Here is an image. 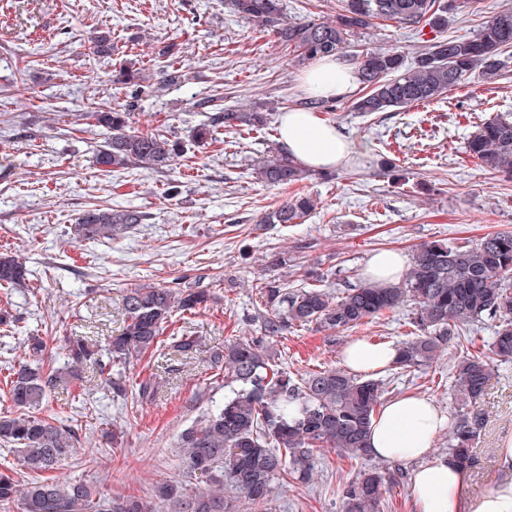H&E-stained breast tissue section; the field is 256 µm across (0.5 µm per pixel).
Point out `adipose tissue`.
<instances>
[{
    "label": "adipose tissue",
    "mask_w": 512,
    "mask_h": 512,
    "mask_svg": "<svg viewBox=\"0 0 512 512\" xmlns=\"http://www.w3.org/2000/svg\"><path fill=\"white\" fill-rule=\"evenodd\" d=\"M353 70L339 61L324 59L303 78L305 91L317 97H340L355 86ZM280 144L303 166L315 170L340 167L352 153L348 139L317 113L291 110L279 120ZM395 346L368 340L350 342L344 363L354 373L371 374L392 365ZM449 417L432 401L407 396L386 404L371 425L369 445L379 459L414 463L412 490L417 512H512V480L490 491L466 495L468 474L448 457L431 455L436 434Z\"/></svg>",
    "instance_id": "adipose-tissue-1"
}]
</instances>
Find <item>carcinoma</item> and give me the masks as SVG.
Instances as JSON below:
<instances>
[{"label": "carcinoma", "mask_w": 512, "mask_h": 512, "mask_svg": "<svg viewBox=\"0 0 512 512\" xmlns=\"http://www.w3.org/2000/svg\"><path fill=\"white\" fill-rule=\"evenodd\" d=\"M231 12L271 32L292 49L304 64L336 56L355 69L362 95L354 108L373 114L401 110L444 98L451 88L476 74L485 81L503 75L512 48V8H504L482 22L471 37H448V15L464 12L472 0H343L336 19L290 21L284 0H225ZM392 21L407 27H429L430 43L406 66L394 51L367 49L349 52L352 38L374 25ZM94 53L112 56L108 32L94 38ZM107 138L97 163L107 172L139 166L162 169L182 156L183 145L159 132L128 129L125 112L104 109L89 113ZM271 113L222 108L190 129L196 143H206L222 128L242 127L257 133L269 130ZM464 153L487 170L512 175V120L493 119L477 125L467 138ZM255 179L288 188L306 180L311 170L281 149L254 168ZM315 209L312 197L295 194L268 211L265 224H298ZM132 209L93 208L72 227L76 239H115L143 223ZM28 269L16 257L0 253V287L23 282ZM313 283L290 289L276 280L260 288L264 308L251 320L262 338L232 342L211 355L224 371L231 395L184 429L177 447L184 455L186 473L203 486L189 493L183 486L163 484L156 497L112 498L82 480L57 476L21 482L12 465H0V505L15 504L17 512H163L164 501L174 512H224V486L245 494L257 505L266 503L275 476L287 474L306 483L313 474L316 452L331 449L340 455L369 461L367 436L379 413L385 383L331 368L290 375L274 368L263 338L284 335L295 327L314 325L328 331L353 330L404 305L412 310V336L400 343L395 366L407 371L433 363L438 352L460 343L464 332L484 322L497 321L488 348L469 349L460 357L455 385L460 407L448 429V456L462 469L476 465L473 444L487 423L483 401L497 363L512 361V232H491L463 242L421 243L412 250L402 279L377 283L368 279L334 294ZM200 288L139 286L122 297L125 320L119 334L100 347L83 337L68 340L63 367L44 369L47 348L39 335L27 337L25 357L11 368L9 398L15 412L0 415V448L21 466L41 474L60 469L77 452L79 439L70 427L39 416V407L69 370L87 362L97 366L102 382L122 397L126 385L112 376V365L131 363L161 344L166 324L180 310L192 312L207 304ZM198 338L179 336L170 348L186 358L197 351ZM395 474L373 465L341 488L344 512H380L386 484Z\"/></svg>", "instance_id": "obj_1"}]
</instances>
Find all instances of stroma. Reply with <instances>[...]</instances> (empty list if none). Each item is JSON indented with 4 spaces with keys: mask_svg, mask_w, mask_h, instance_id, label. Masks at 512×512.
<instances>
[{
    "mask_svg": "<svg viewBox=\"0 0 512 512\" xmlns=\"http://www.w3.org/2000/svg\"><path fill=\"white\" fill-rule=\"evenodd\" d=\"M111 30L112 55L91 53L96 31ZM426 35L378 22L356 44L414 58ZM273 36L230 15L224 0H0V252L25 263V284L0 290V310L15 315L12 336L0 337V413L10 412L8 369L24 355L25 336H45L55 366H63L69 338L104 344L123 322L121 295L142 284L192 285L210 294L195 313H174L177 334L199 337L194 358L165 351L115 365L126 382L124 399L112 398L93 366L61 382L39 414L75 429L78 452L63 475L97 485L112 496H151L156 486L187 476L175 443L228 389L210 356L223 344L259 336L250 319L260 308L263 282L291 288L308 269L323 273L322 288L336 293L362 280L368 258L383 250L410 255L433 240H475L512 232V180L481 169L464 142L485 121L512 117V71L489 83L470 77L443 99L369 116L353 109L356 92L337 98L321 116L352 141L357 155L334 179L312 177L297 192L317 207L305 223L288 228L262 223L287 192L256 183L253 170L278 144L266 134L224 132L221 142L190 148L160 171L131 168L116 174L96 163L103 136L89 126L92 108L134 104L132 129L186 138L202 118L196 102L261 105L281 115L303 98L305 66ZM177 61L184 83L157 90L151 78ZM135 63L149 81L143 90L113 83L122 65ZM399 168L381 174L382 161ZM175 195H167L169 186ZM92 203L134 207L145 220L115 240L79 241L70 227ZM285 252L288 268L268 265ZM410 307L329 338L315 326L267 340L279 368L291 373L342 368L352 340L398 344L410 331ZM463 350L444 349L428 368L380 372L388 399L415 395L446 414L457 409L453 366ZM154 378L158 389L141 401L137 383ZM488 416L475 446L478 465L466 492L478 495L507 476L499 451L512 439V363L500 365L484 399ZM124 426L123 447L103 434ZM361 461L326 449L318 452L312 479L303 484L276 477L266 506L225 489L227 512H343L342 485Z\"/></svg>",
    "mask_w": 512,
    "mask_h": 512,
    "instance_id": "1",
    "label": "stroma"
}]
</instances>
